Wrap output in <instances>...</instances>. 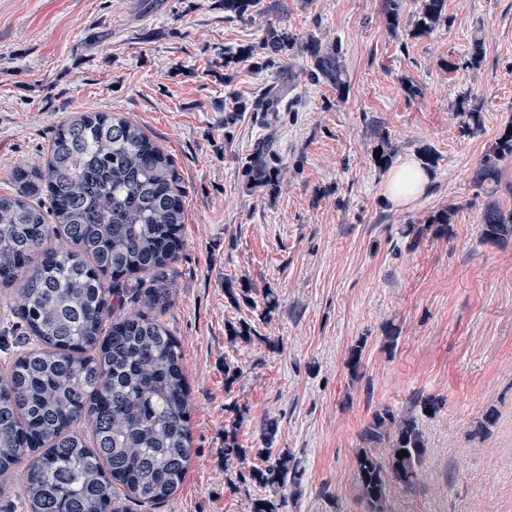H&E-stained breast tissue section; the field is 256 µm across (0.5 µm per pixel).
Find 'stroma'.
I'll use <instances>...</instances> for the list:
<instances>
[{"label":"stroma","mask_w":512,"mask_h":512,"mask_svg":"<svg viewBox=\"0 0 512 512\" xmlns=\"http://www.w3.org/2000/svg\"><path fill=\"white\" fill-rule=\"evenodd\" d=\"M384 4L258 0L239 18L223 0H0V193L78 112L137 122L184 192L185 247L161 320L183 351L192 457L149 512H250L271 494L283 512H367L355 455L386 407L415 416L426 442L413 483L389 487L392 512H512V240L487 244L479 230L487 201L512 209V159L499 183L473 182L512 117V0H446V25L420 38L418 0H401L394 31ZM270 25L341 42L345 93L310 81L300 51L266 66ZM476 39L483 60L463 67ZM276 82L288 86L282 111H255ZM464 92L482 108L472 135L454 117ZM266 139L281 170L273 193L243 176ZM383 142L396 162L434 157L408 208L382 200ZM450 206L447 233L426 229ZM412 225L425 229L416 243ZM243 325L255 340L233 338ZM228 363L241 370L230 384ZM427 397L441 401L435 414L420 410ZM228 430L241 447L288 453L300 486L241 483L224 468Z\"/></svg>","instance_id":"1"}]
</instances>
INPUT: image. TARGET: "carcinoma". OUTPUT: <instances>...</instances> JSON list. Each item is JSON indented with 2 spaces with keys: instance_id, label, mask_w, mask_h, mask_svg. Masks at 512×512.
Returning <instances> with one entry per match:
<instances>
[{
  "instance_id": "obj_1",
  "label": "carcinoma",
  "mask_w": 512,
  "mask_h": 512,
  "mask_svg": "<svg viewBox=\"0 0 512 512\" xmlns=\"http://www.w3.org/2000/svg\"><path fill=\"white\" fill-rule=\"evenodd\" d=\"M256 0H224L244 16ZM446 0H420L412 35L448 21ZM299 46L313 60L310 79L346 87L339 46L297 41L266 30L273 56ZM276 86L257 104L280 111ZM464 133L482 128L481 107L460 98L454 113ZM271 148L258 147L244 169L250 188L279 187ZM512 158V120L476 171L478 186L496 183ZM18 191L0 194V288L18 301L21 339L0 375V476L21 460L30 512H122L121 498L154 505L173 496L191 459L188 384L175 336L158 318L170 303L168 271L182 249L183 193L167 155L134 122L88 112L59 126L43 167H19ZM485 243L512 239V211L496 203L481 214ZM87 422L91 440L78 427ZM355 477L371 512H388L390 483L417 477L425 454L413 416L388 408L372 414L362 435ZM385 449V454L373 452ZM407 451L399 458L397 453ZM224 432V467L261 487L294 486L300 472L284 454L259 467ZM283 503L255 498L251 512Z\"/></svg>"
}]
</instances>
